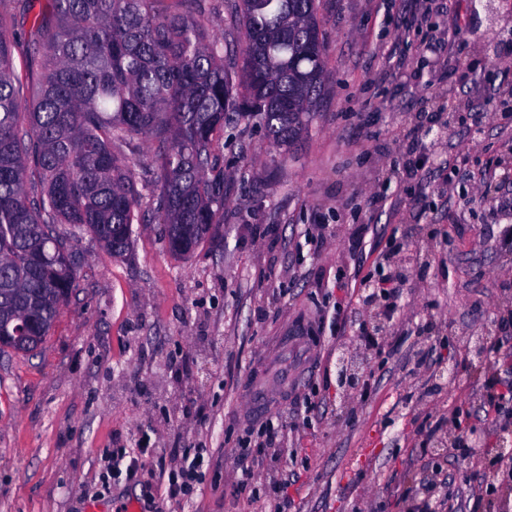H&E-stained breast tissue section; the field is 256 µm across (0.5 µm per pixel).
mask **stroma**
Here are the masks:
<instances>
[{
  "instance_id": "35a3bbf8",
  "label": "stroma",
  "mask_w": 512,
  "mask_h": 512,
  "mask_svg": "<svg viewBox=\"0 0 512 512\" xmlns=\"http://www.w3.org/2000/svg\"><path fill=\"white\" fill-rule=\"evenodd\" d=\"M321 0L324 95L288 152L255 121L216 150L224 221L187 258L154 213L113 257L81 234L79 286L45 343L0 352V512H512L482 464L436 452L455 427L493 447L489 377L469 336L512 316V64L501 41L512 0ZM400 275L368 398L336 387V356L360 347L366 298ZM360 322L336 319V301ZM288 347H272L276 337ZM273 392L247 406L254 381ZM311 398L315 411L302 402ZM283 434L266 442L263 426ZM263 443L260 456L242 442ZM211 464L191 498L161 483L185 449ZM150 448L140 481L102 483L112 448ZM253 477L241 490L243 469Z\"/></svg>"
}]
</instances>
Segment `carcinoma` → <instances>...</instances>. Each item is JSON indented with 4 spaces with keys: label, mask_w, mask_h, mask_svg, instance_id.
Returning a JSON list of instances; mask_svg holds the SVG:
<instances>
[{
    "label": "carcinoma",
    "mask_w": 512,
    "mask_h": 512,
    "mask_svg": "<svg viewBox=\"0 0 512 512\" xmlns=\"http://www.w3.org/2000/svg\"><path fill=\"white\" fill-rule=\"evenodd\" d=\"M0 0V341L43 343L77 287V234L115 257L144 215L133 166L112 149L155 144L152 205L169 251L190 255L224 219V127L255 118L271 146L307 132L324 89L319 0H234L241 60L208 38L206 0H49L30 16L38 73H17V10ZM31 97L20 93L23 83Z\"/></svg>",
    "instance_id": "cac0c4a2"
}]
</instances>
